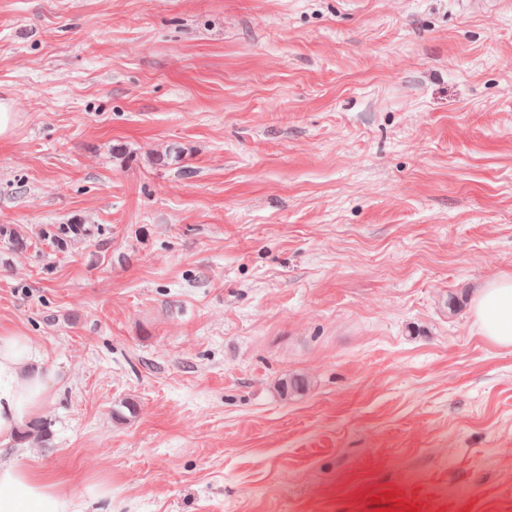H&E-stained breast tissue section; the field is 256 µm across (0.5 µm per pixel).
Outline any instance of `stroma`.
I'll return each mask as SVG.
<instances>
[{
    "label": "stroma",
    "instance_id": "stroma-1",
    "mask_svg": "<svg viewBox=\"0 0 512 512\" xmlns=\"http://www.w3.org/2000/svg\"><path fill=\"white\" fill-rule=\"evenodd\" d=\"M3 97L0 327L87 512H512V0H0ZM40 235L44 237L43 240L59 244L75 238L89 237L91 229L84 227V224H54L49 229H42ZM470 313L478 336L497 347L512 348V275L477 288L471 298Z\"/></svg>",
    "mask_w": 512,
    "mask_h": 512
}]
</instances>
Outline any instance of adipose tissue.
I'll use <instances>...</instances> for the list:
<instances>
[{"mask_svg":"<svg viewBox=\"0 0 512 512\" xmlns=\"http://www.w3.org/2000/svg\"><path fill=\"white\" fill-rule=\"evenodd\" d=\"M470 313L478 336L512 348V275L477 288ZM56 383L29 336L0 328V512H86L89 503L112 496L111 487L97 481L87 483L80 493H67L52 476L9 455L45 409Z\"/></svg>","mask_w":512,"mask_h":512,"instance_id":"1","label":"adipose tissue"}]
</instances>
